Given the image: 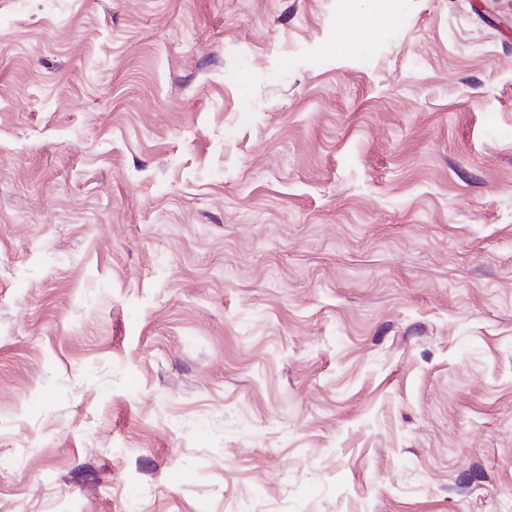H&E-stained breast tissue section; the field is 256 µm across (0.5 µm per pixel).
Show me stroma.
I'll return each instance as SVG.
<instances>
[{"mask_svg":"<svg viewBox=\"0 0 512 512\" xmlns=\"http://www.w3.org/2000/svg\"><path fill=\"white\" fill-rule=\"evenodd\" d=\"M0 512H512V0H0Z\"/></svg>","mask_w":512,"mask_h":512,"instance_id":"35a3bbf8","label":"stroma"}]
</instances>
